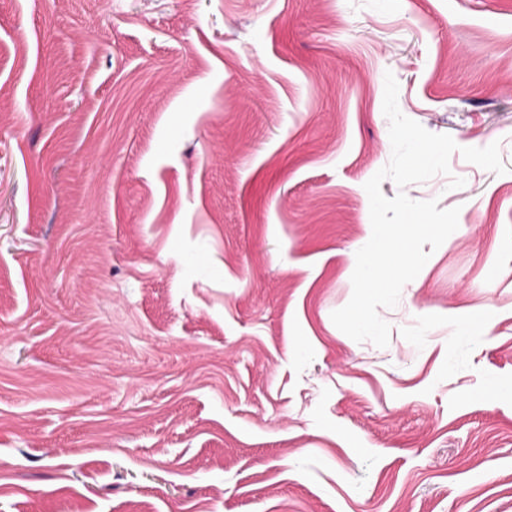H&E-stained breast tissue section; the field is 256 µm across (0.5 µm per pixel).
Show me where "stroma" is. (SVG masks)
<instances>
[{
	"mask_svg": "<svg viewBox=\"0 0 512 512\" xmlns=\"http://www.w3.org/2000/svg\"><path fill=\"white\" fill-rule=\"evenodd\" d=\"M389 72L460 213L379 348ZM509 379L512 0H0V512H512Z\"/></svg>",
	"mask_w": 512,
	"mask_h": 512,
	"instance_id": "obj_1",
	"label": "stroma"
}]
</instances>
